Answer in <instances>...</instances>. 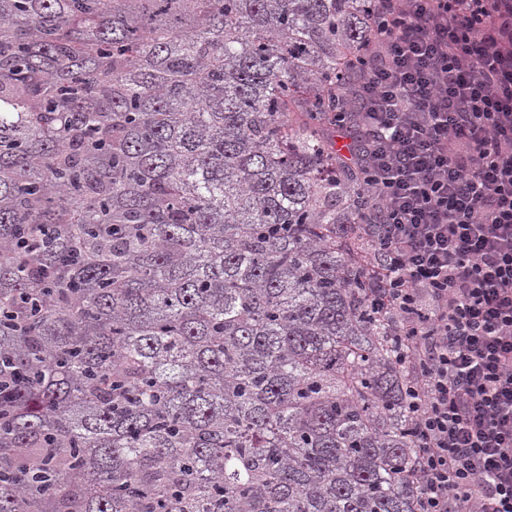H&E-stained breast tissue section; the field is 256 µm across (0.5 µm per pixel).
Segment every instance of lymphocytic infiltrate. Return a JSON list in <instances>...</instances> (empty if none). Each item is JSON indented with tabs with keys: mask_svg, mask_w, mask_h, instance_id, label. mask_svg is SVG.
Masks as SVG:
<instances>
[{
	"mask_svg": "<svg viewBox=\"0 0 512 512\" xmlns=\"http://www.w3.org/2000/svg\"><path fill=\"white\" fill-rule=\"evenodd\" d=\"M341 88L361 220L403 358L419 512H512V0H374Z\"/></svg>",
	"mask_w": 512,
	"mask_h": 512,
	"instance_id": "f902f5d3",
	"label": "lymphocytic infiltrate"
}]
</instances>
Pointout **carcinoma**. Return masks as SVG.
<instances>
[{"label":"carcinoma","instance_id":"1","mask_svg":"<svg viewBox=\"0 0 512 512\" xmlns=\"http://www.w3.org/2000/svg\"><path fill=\"white\" fill-rule=\"evenodd\" d=\"M369 0H0V512H418L336 154Z\"/></svg>","mask_w":512,"mask_h":512}]
</instances>
